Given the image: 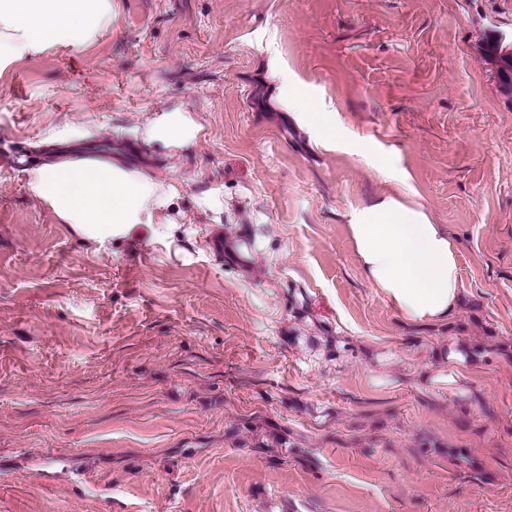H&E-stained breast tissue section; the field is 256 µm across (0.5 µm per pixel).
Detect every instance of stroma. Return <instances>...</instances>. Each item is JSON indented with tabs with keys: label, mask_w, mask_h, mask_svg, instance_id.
<instances>
[{
	"label": "stroma",
	"mask_w": 512,
	"mask_h": 512,
	"mask_svg": "<svg viewBox=\"0 0 512 512\" xmlns=\"http://www.w3.org/2000/svg\"><path fill=\"white\" fill-rule=\"evenodd\" d=\"M114 2L0 71V154L180 197L164 237L100 244L0 167V512H512V101L479 49L512 0ZM161 108L182 148L146 140ZM388 198L457 250L444 325L356 259L351 212ZM452 339L481 350L462 391ZM463 349H467L466 345L458 346L454 340H450L448 343L447 354L445 353L444 358L448 363V383L463 384L467 381V376L464 373H459L456 367L462 366L465 362V354ZM461 388V387H459Z\"/></svg>",
	"instance_id": "35a3bbf8"
}]
</instances>
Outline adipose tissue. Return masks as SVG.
I'll list each match as a JSON object with an SVG mask.
<instances>
[{
	"mask_svg": "<svg viewBox=\"0 0 512 512\" xmlns=\"http://www.w3.org/2000/svg\"><path fill=\"white\" fill-rule=\"evenodd\" d=\"M112 0H0V68L56 47H80L111 28ZM30 189L61 223L99 243L140 226L165 233L179 189L109 161L47 162ZM349 232L369 282L409 323H446L460 302L457 253L441 225L396 201L355 211Z\"/></svg>",
	"mask_w": 512,
	"mask_h": 512,
	"instance_id": "1",
	"label": "adipose tissue"
}]
</instances>
